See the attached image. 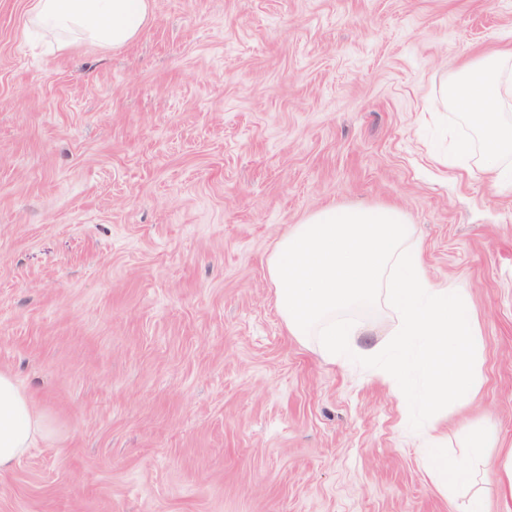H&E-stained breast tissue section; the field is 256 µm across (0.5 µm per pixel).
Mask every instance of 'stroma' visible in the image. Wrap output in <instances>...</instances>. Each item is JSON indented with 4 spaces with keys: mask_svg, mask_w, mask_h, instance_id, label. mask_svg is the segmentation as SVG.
I'll return each mask as SVG.
<instances>
[{
    "mask_svg": "<svg viewBox=\"0 0 512 512\" xmlns=\"http://www.w3.org/2000/svg\"><path fill=\"white\" fill-rule=\"evenodd\" d=\"M0 0V368L56 420L0 512H506L448 493L378 369L287 334L267 259L322 206L399 208L466 288L480 386L444 454L512 448V192L439 164L429 111L512 44V0H151L117 50L24 38Z\"/></svg>",
    "mask_w": 512,
    "mask_h": 512,
    "instance_id": "35a3bbf8",
    "label": "stroma"
}]
</instances>
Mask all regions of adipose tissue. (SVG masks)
Wrapping results in <instances>:
<instances>
[{
	"label": "adipose tissue",
	"mask_w": 512,
	"mask_h": 512,
	"mask_svg": "<svg viewBox=\"0 0 512 512\" xmlns=\"http://www.w3.org/2000/svg\"><path fill=\"white\" fill-rule=\"evenodd\" d=\"M150 5L151 0H30L24 27L50 37L60 51L77 43L118 49L138 37ZM440 103L461 112L480 134V160L471 173L488 175L495 189L511 191L512 120L503 112L512 103V47L492 48L451 73ZM54 430V419L37 405L33 391L0 368V473Z\"/></svg>",
	"instance_id": "ef3b65f1"
}]
</instances>
